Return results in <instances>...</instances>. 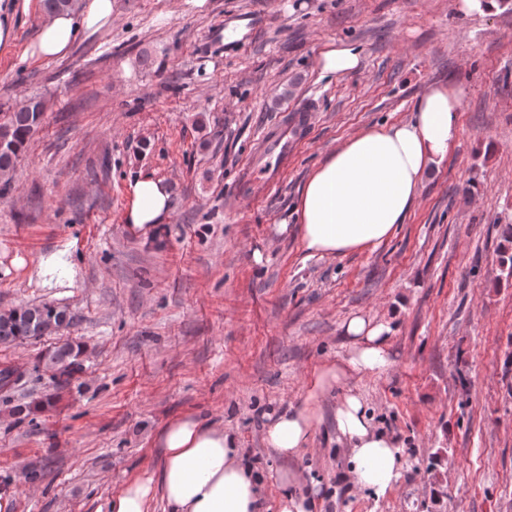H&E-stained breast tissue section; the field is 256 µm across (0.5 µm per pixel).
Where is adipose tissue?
I'll use <instances>...</instances> for the list:
<instances>
[{"mask_svg":"<svg viewBox=\"0 0 512 512\" xmlns=\"http://www.w3.org/2000/svg\"><path fill=\"white\" fill-rule=\"evenodd\" d=\"M112 25V0H79L73 10L43 17L31 53L65 56L79 32ZM356 46L329 42L317 52L322 74L357 73ZM463 86L428 85L410 116L393 125L359 130L342 141L305 181L297 212L299 237L309 255L336 257L377 249L404 223L418 201L426 172L437 167L459 133ZM127 224L140 232L156 229L171 209L167 182L143 175L129 181ZM383 323L356 317L346 325L354 347L336 363L315 367L308 395L295 409L269 416L263 431L268 448L293 458L308 448L320 422V399L343 387L336 404V428L348 446L350 480L375 495L394 487L403 465L391 436L377 431L350 379L379 374L390 366ZM162 456L157 469L131 479L113 498L111 512H151L162 500L164 512H259L260 479L239 453L223 424L194 416L170 421L160 432Z\"/></svg>","mask_w":512,"mask_h":512,"instance_id":"adipose-tissue-1","label":"adipose tissue"}]
</instances>
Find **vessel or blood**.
<instances>
[{"instance_id": "vessel-or-blood-1", "label": "vessel or blood", "mask_w": 512, "mask_h": 512, "mask_svg": "<svg viewBox=\"0 0 512 512\" xmlns=\"http://www.w3.org/2000/svg\"><path fill=\"white\" fill-rule=\"evenodd\" d=\"M313 110V103L300 105L294 115L281 119L263 135L240 174L243 185L256 188L262 195L276 188L295 151L300 128L309 124Z\"/></svg>"}]
</instances>
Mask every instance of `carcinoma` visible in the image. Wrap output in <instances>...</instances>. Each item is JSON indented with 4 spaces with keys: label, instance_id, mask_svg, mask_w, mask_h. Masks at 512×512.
Wrapping results in <instances>:
<instances>
[{
    "label": "carcinoma",
    "instance_id": "carcinoma-1",
    "mask_svg": "<svg viewBox=\"0 0 512 512\" xmlns=\"http://www.w3.org/2000/svg\"><path fill=\"white\" fill-rule=\"evenodd\" d=\"M43 103L35 97L20 100L6 122L0 124V195L10 188L18 157L40 125ZM501 246L499 264L506 280L512 279V223L499 225ZM74 320L65 307L51 304L21 306L8 316L0 315V342L8 343L47 336ZM80 347L63 343L43 353L37 369L52 377H71L81 371Z\"/></svg>",
    "mask_w": 512,
    "mask_h": 512
}]
</instances>
